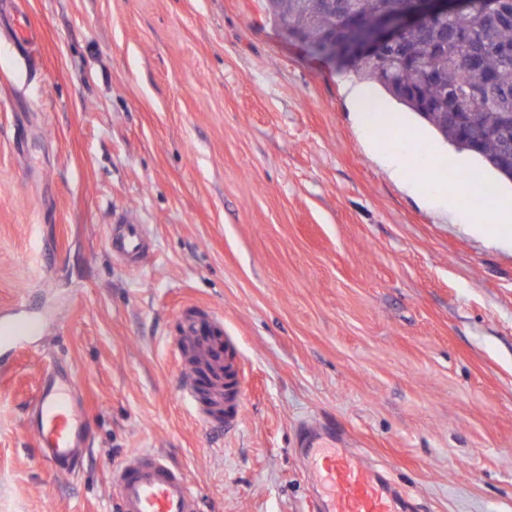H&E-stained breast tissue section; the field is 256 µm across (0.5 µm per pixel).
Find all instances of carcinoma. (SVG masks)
Listing matches in <instances>:
<instances>
[{
	"mask_svg": "<svg viewBox=\"0 0 512 512\" xmlns=\"http://www.w3.org/2000/svg\"><path fill=\"white\" fill-rule=\"evenodd\" d=\"M491 13L484 0L454 5L448 15L405 31L397 47L346 67L374 82L457 151L474 155L512 181V0ZM266 17L312 56L344 18L370 23L400 15L411 0H263Z\"/></svg>",
	"mask_w": 512,
	"mask_h": 512,
	"instance_id": "1",
	"label": "carcinoma"
}]
</instances>
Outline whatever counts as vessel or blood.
Here are the masks:
<instances>
[{
  "label": "vessel or blood",
  "instance_id": "1",
  "mask_svg": "<svg viewBox=\"0 0 512 512\" xmlns=\"http://www.w3.org/2000/svg\"><path fill=\"white\" fill-rule=\"evenodd\" d=\"M108 245L129 263L142 261L151 250L145 225L127 215L113 225ZM223 330L221 319L213 314L183 321L181 347L187 365L181 394L188 403H196L195 379L198 373H206L210 402L199 416L207 424L229 427L240 418L241 379L233 352L218 339ZM39 332V327L26 323L0 324V347L14 350ZM26 426L42 461L52 469L72 470L84 456L89 446L88 422L70 369L53 362L44 365ZM320 469L321 490L314 495L318 512H399L401 493L360 455L324 452ZM111 478L117 512H200L199 497L182 467L163 453L135 451L113 465Z\"/></svg>",
  "mask_w": 512,
  "mask_h": 512
}]
</instances>
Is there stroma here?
I'll use <instances>...</instances> for the list:
<instances>
[{"instance_id":"1","label":"stroma","mask_w":512,"mask_h":512,"mask_svg":"<svg viewBox=\"0 0 512 512\" xmlns=\"http://www.w3.org/2000/svg\"><path fill=\"white\" fill-rule=\"evenodd\" d=\"M260 2L0 0V321L46 326L0 372V512H116L140 449L201 512H311L310 420L414 512H512V223H451L393 177L351 73ZM121 213L152 241L136 268L106 245ZM197 310L243 359L230 429L179 391ZM51 357L92 430L68 476L25 427Z\"/></svg>"}]
</instances>
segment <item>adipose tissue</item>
<instances>
[{"instance_id": "obj_1", "label": "adipose tissue", "mask_w": 512, "mask_h": 512, "mask_svg": "<svg viewBox=\"0 0 512 512\" xmlns=\"http://www.w3.org/2000/svg\"><path fill=\"white\" fill-rule=\"evenodd\" d=\"M349 98L357 115L360 129L369 142L379 143V122L385 121L396 127L402 126V118L395 113L387 112L380 118L372 113L371 106L377 103L378 98L370 86L360 84L352 87ZM414 142V135L404 131L400 146L383 149L381 157L394 174L416 192L434 200L448 201L447 211L451 222L468 224L472 221L470 213L453 204L457 195L463 194L481 199L484 215L490 223H512V199L505 196L485 195L483 191L484 175L475 172L467 182L456 186L449 185L444 174L449 163L448 156L435 152L429 154L416 152Z\"/></svg>"}]
</instances>
